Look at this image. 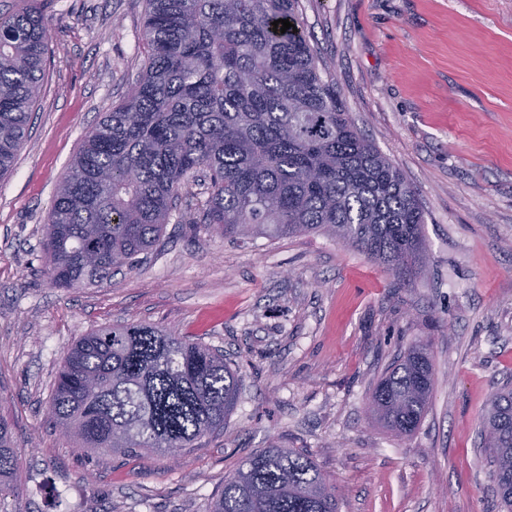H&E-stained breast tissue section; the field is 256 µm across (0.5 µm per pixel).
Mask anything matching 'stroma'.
I'll return each instance as SVG.
<instances>
[{
    "instance_id": "obj_1",
    "label": "stroma",
    "mask_w": 512,
    "mask_h": 512,
    "mask_svg": "<svg viewBox=\"0 0 512 512\" xmlns=\"http://www.w3.org/2000/svg\"><path fill=\"white\" fill-rule=\"evenodd\" d=\"M39 3L45 83L0 179V418L21 476L6 512H206L274 437L313 455L341 512H497L479 430L512 379V0H299L343 109L417 193L423 272L397 276L322 234L226 240L196 184L157 249L75 289L44 273V225L84 135L135 82L143 2ZM140 322L222 350L239 376L223 431L176 464L77 452L49 419L70 345ZM418 339L433 397L400 438L368 414L369 389Z\"/></svg>"
}]
</instances>
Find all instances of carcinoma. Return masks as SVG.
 <instances>
[{
	"label": "carcinoma",
	"mask_w": 512,
	"mask_h": 512,
	"mask_svg": "<svg viewBox=\"0 0 512 512\" xmlns=\"http://www.w3.org/2000/svg\"><path fill=\"white\" fill-rule=\"evenodd\" d=\"M141 71L87 133L48 213L55 288L131 269L164 237L182 190L205 174V223L232 240L320 233L397 275L425 266L424 212L404 175L356 129L307 42L298 0H143ZM287 19L296 29L273 32ZM49 33L34 5L0 18V177L28 138ZM429 341L369 391L383 428L410 436L434 385ZM239 396L224 353L156 326L93 330L66 351L49 415L93 453L172 457L224 429ZM479 447L512 512V382L493 394ZM12 428L0 418V500L15 495ZM209 512H340L312 455L272 442L224 477Z\"/></svg>",
	"instance_id": "obj_1"
}]
</instances>
